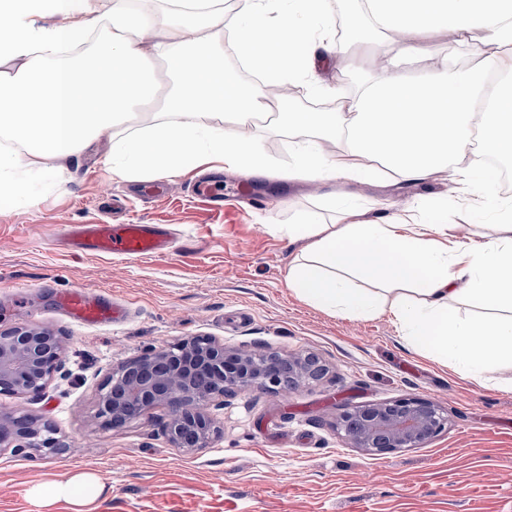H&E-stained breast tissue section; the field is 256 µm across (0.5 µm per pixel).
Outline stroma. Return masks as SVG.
<instances>
[{
  "label": "stroma",
  "instance_id": "obj_1",
  "mask_svg": "<svg viewBox=\"0 0 512 512\" xmlns=\"http://www.w3.org/2000/svg\"><path fill=\"white\" fill-rule=\"evenodd\" d=\"M482 64L466 44L446 42L432 59L404 66L411 77L437 62ZM276 164L256 179L223 171L224 208L194 193L196 172L167 176L154 198L152 175L112 176L102 136L68 160L59 182L38 181L29 199L0 206V331L45 326L63 359L45 390L0 395V412L50 424L63 453L0 450V512H71L30 500V483L98 475L97 512H512V364L474 376L408 348L391 313L343 319L298 299L286 276L295 249L277 233L295 214L337 213L326 186L281 179L289 137L275 125L250 129ZM360 204L399 201L438 223L446 185L394 178L353 183ZM62 224H161L177 246L166 256H81L57 238ZM105 291L129 307L125 322L85 324L57 305L59 292ZM188 336L260 353L315 355L324 374L284 394L254 388L226 397L211 414L209 447L169 442L158 408L119 428L94 419L112 369ZM424 398L448 416L423 446L382 455L353 447L336 430L341 409Z\"/></svg>",
  "mask_w": 512,
  "mask_h": 512
}]
</instances>
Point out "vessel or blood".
Here are the masks:
<instances>
[{"instance_id":"b4317fda","label":"vessel or blood","mask_w":512,"mask_h":512,"mask_svg":"<svg viewBox=\"0 0 512 512\" xmlns=\"http://www.w3.org/2000/svg\"><path fill=\"white\" fill-rule=\"evenodd\" d=\"M64 233L79 254L110 253L139 258L165 255L171 249L169 235L156 224H68ZM58 302L70 316L83 322L116 324L125 318L122 305L85 288L60 293Z\"/></svg>"}]
</instances>
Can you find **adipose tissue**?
<instances>
[{
    "label": "adipose tissue",
    "instance_id": "1",
    "mask_svg": "<svg viewBox=\"0 0 512 512\" xmlns=\"http://www.w3.org/2000/svg\"><path fill=\"white\" fill-rule=\"evenodd\" d=\"M326 0H241L231 50L265 76L305 82L336 54V30ZM220 8L180 9L152 18L98 0H0V57L17 61L0 72V134L21 150L0 149V204L30 195L33 178L60 173L61 161L110 136L105 163L114 176L177 173L221 162L265 177L270 157L242 128L261 115L298 136L287 177L329 183L338 212L297 215L277 231L305 244L288 268V287L300 300L331 314L372 318L390 312L406 345L479 374L512 363V198L501 196L495 172L469 161L474 142L512 159V0H363L355 22L386 33L374 53L384 65L359 94L337 97L332 112H287L256 86L231 80L215 43L224 35ZM471 46L483 65L434 68L413 80L400 61L430 55L440 37ZM162 59L172 79L162 111L128 133L130 102L155 98L148 55ZM450 186L442 221L429 224L403 208L371 219L347 186L386 176ZM489 222L478 244L449 237L460 214ZM470 299L495 317L464 320L451 302ZM104 491L81 473L62 483L30 486L31 499L63 500L93 512Z\"/></svg>",
    "mask_w": 512,
    "mask_h": 512
}]
</instances>
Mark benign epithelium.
<instances>
[{"label":"benign epithelium","mask_w":512,"mask_h":512,"mask_svg":"<svg viewBox=\"0 0 512 512\" xmlns=\"http://www.w3.org/2000/svg\"><path fill=\"white\" fill-rule=\"evenodd\" d=\"M63 358L62 343L45 327L16 326L0 332V394L42 391ZM277 354L230 349L203 336L153 348L112 372L101 386L96 419L103 427L129 420L127 404L142 411L169 408L165 433L185 452L208 447L219 430L208 411L216 400L252 387H277ZM310 353L288 356V368L299 381L312 379ZM447 418L436 403L403 398L387 404L359 405L339 413L336 427L351 445L371 455L416 448L437 435ZM47 427L32 418L0 415V447L22 452L43 448L59 452L64 444L45 434Z\"/></svg>","instance_id":"obj_1"}]
</instances>
